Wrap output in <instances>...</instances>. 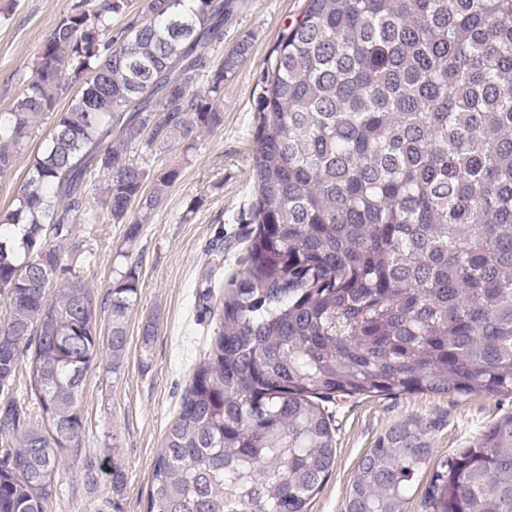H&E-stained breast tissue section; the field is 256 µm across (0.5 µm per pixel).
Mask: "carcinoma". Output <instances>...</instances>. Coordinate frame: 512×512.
Returning <instances> with one entry per match:
<instances>
[{
    "mask_svg": "<svg viewBox=\"0 0 512 512\" xmlns=\"http://www.w3.org/2000/svg\"><path fill=\"white\" fill-rule=\"evenodd\" d=\"M226 0H76L0 115V178L33 119L56 121L0 227V391L28 358L42 421L0 411V512H45L79 448L83 382L118 366L140 261L93 289L56 241L80 222L137 237L177 179L135 154L216 129ZM125 22L112 26V16ZM255 101L245 268L158 450L146 512H308L336 440L337 395H512V0H305ZM67 107L56 111L58 102ZM100 199L89 197L94 181ZM431 449L405 425L379 437L350 512H406ZM432 512H512V415L440 463Z\"/></svg>",
    "mask_w": 512,
    "mask_h": 512,
    "instance_id": "obj_1",
    "label": "carcinoma"
}]
</instances>
